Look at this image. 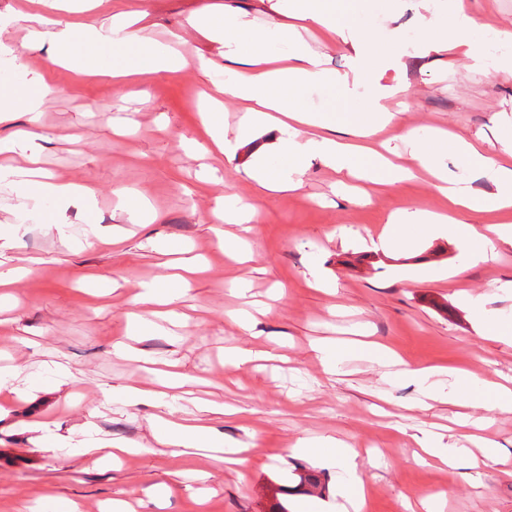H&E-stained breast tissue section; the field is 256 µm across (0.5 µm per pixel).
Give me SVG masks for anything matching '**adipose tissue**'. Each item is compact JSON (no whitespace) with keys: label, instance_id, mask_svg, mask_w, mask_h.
Here are the masks:
<instances>
[{"label":"adipose tissue","instance_id":"1","mask_svg":"<svg viewBox=\"0 0 512 512\" xmlns=\"http://www.w3.org/2000/svg\"><path fill=\"white\" fill-rule=\"evenodd\" d=\"M34 12L20 15L31 49L51 43L56 49L54 61L78 77L110 79L132 86L149 75L182 64L176 50L143 37L140 23L146 11H127L124 0H114L112 23L96 26L76 20L72 11L57 0H31ZM290 23L256 26L246 17L228 18L211 14L191 18V26L205 38L224 46L226 64L217 68L208 99L209 110L202 119L211 149L231 154L236 141L249 139L263 127L278 130L269 152L262 157L263 168L257 184L265 192H287L301 188L303 177L312 161H320L336 175L338 182L356 177L390 187L426 172L443 183V202L433 211L399 210L387 217L388 226L371 240L372 250H395L409 239L407 228L418 225L424 233H444L456 242L467 263L476 264L494 255L499 243L512 242V142L482 145L461 138L407 132L408 156L389 159L374 147L375 135L398 124L400 98L409 88V70L400 65L391 83H384L386 68L370 69L368 63L385 53L365 33L347 39L343 27L337 26L333 0H288ZM411 8L426 33V41L435 52L457 50L472 54L487 32H495L503 41L512 40V30L492 28L477 21L470 13L468 0H453L447 23L432 14L429 0H413ZM315 32L319 43L350 40L356 64L350 73L338 75L322 65V54L300 37L301 31ZM88 45L87 52L76 51L78 42ZM332 84L338 86L344 106L341 119L328 112L307 109L305 92ZM52 92L41 75L23 76L18 81L0 83V120L13 112L16 102H24L27 111H39L43 100ZM232 97L245 105L244 115L235 138L224 131L225 98ZM464 155L471 168L484 176L491 190L477 192L462 184L445 165L448 157ZM0 183L18 184L25 200L54 202L66 209L78 200H90L91 188L84 184L58 182L36 175L34 170L0 165ZM465 213L488 217L484 227L462 221ZM214 219L240 227L239 234L224 238V251L238 263L250 259L246 239L258 221L256 209L239 204L212 213ZM405 378L417 385L430 402L449 398L462 406L491 404L512 413V389L500 384L476 387L461 373L432 366H409ZM190 377L174 372L163 373L158 389L148 391L125 387L123 398L132 404L154 402L162 415L152 422V436L157 446L180 449L190 456L197 451L219 455L221 462L246 466L247 457L240 446L224 440L216 426L228 410L223 405L200 400L194 412L178 414L173 400L179 399ZM77 441L54 440L56 451L79 454L94 464L112 463L121 456L138 453L136 445L98 436L92 423H85ZM299 456H308L338 468L341 477L338 494L352 512H362L366 487L356 470L354 449L336 439L304 438L294 446Z\"/></svg>","mask_w":512,"mask_h":512}]
</instances>
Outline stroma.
Listing matches in <instances>:
<instances>
[{"mask_svg":"<svg viewBox=\"0 0 512 512\" xmlns=\"http://www.w3.org/2000/svg\"><path fill=\"white\" fill-rule=\"evenodd\" d=\"M130 10L149 13L146 34L178 43L186 66L149 76L143 88H121L94 78L78 79L52 62L53 46L28 48L13 16L27 0H0V39L18 61L57 87L41 112L16 108L0 123V139L20 128L38 134L40 165L58 179L89 185L92 206L76 202L63 212L69 240H62L41 211L20 210L21 190L0 189V249L6 265L27 268L0 306V365L15 367L22 395L0 406V512H39L49 500L105 512L118 500L139 498L137 512H312L322 502L334 512L335 469L295 456L303 437L330 436L357 453L367 488L365 512H411L423 497L439 495V512H512V413L485 407L471 414L487 420L480 437L495 457L480 470H447L416 461V437L431 431L448 445L464 442L455 426L463 413L447 400L414 409L418 388L383 366L351 353L336 376L323 373L311 346L316 342L372 336L398 351L410 365L447 366L475 381L512 379V341L486 335L484 311L512 320V244L503 243L488 262L469 268L455 244L411 227L407 250L367 251L394 210L433 209L440 195L429 178L376 188L369 203L339 188L330 170L313 164L294 192L267 195L250 177L255 158L278 133L258 130L238 145L233 160L186 154L187 140L205 141L197 103L209 91L210 74L199 59L223 63L219 44L201 37L191 17L221 12L258 24L288 19L283 0H128ZM357 25L377 42H393L414 70L400 124L379 138L392 149L411 128H445L487 144L512 138V74L499 70L512 44L493 37L481 43L485 66L452 54L427 55L425 36L412 11L397 0H363ZM232 195L253 205L259 221L252 238L250 299L280 293L259 316L252 333L235 320L246 299L229 280L230 262L217 245L223 224L210 217L217 197ZM119 233L111 245L89 233ZM180 245L184 257L201 262L177 308L180 323L159 321L134 340L143 355L134 362L112 350L127 318L144 313L134 300L139 286L168 275L162 243ZM332 292L313 288L314 273ZM481 295L484 310L466 305ZM239 344L279 348L283 360L225 367L224 348ZM171 362L196 377L212 399L233 405L236 416L219 422L227 442L258 441L245 474L206 457L184 460L172 449L151 452L147 404L113 405L99 411L101 391L153 387L154 363ZM105 437L141 444L145 453L96 468L86 458H59L45 450L36 427L47 423L61 437L78 438L86 421ZM206 471L207 480L196 477ZM315 471L321 496L285 494L299 475ZM163 484L160 501L145 491Z\"/></svg>","mask_w":512,"mask_h":512,"instance_id":"stroma-1","label":"stroma"}]
</instances>
